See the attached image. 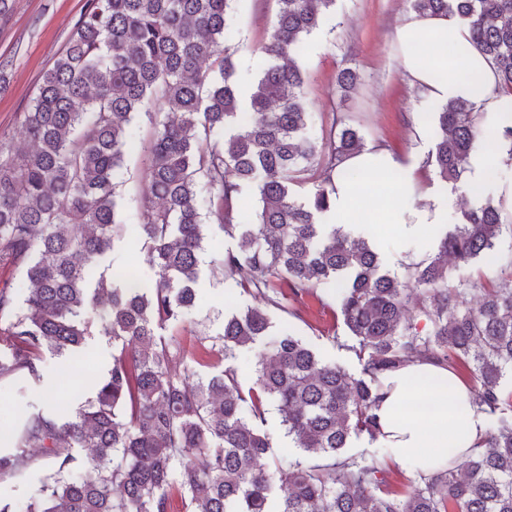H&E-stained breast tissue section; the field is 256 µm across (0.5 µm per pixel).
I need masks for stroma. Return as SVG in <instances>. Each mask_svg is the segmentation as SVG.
<instances>
[{
	"mask_svg": "<svg viewBox=\"0 0 512 512\" xmlns=\"http://www.w3.org/2000/svg\"><path fill=\"white\" fill-rule=\"evenodd\" d=\"M86 0H7V11L0 17V61L6 68L0 73V135H6L14 147H21L16 115L25 111L34 99L43 74L65 48ZM279 8L277 0H233L225 30V44L235 49V78L241 99H248L265 65L256 51L266 39L270 20ZM407 0H335L323 10L319 25L303 38L298 59L305 73L303 96L307 104L306 136L324 144L333 117L339 116L358 130L364 146H382L401 156H427L433 138L418 137L412 114L421 102L419 91L402 72L393 31L399 19L410 13ZM350 68L359 75V85L349 96L337 88L340 70ZM152 133L148 115H138L130 134L134 149L125 157L118 176L121 195L119 218L133 227L142 221L139 194L142 180L140 144ZM422 186L430 190L421 206L447 204L452 214L485 202L499 208L501 232L496 241L492 261L475 260L456 269L455 277L475 279L496 268L512 267V195L506 188L490 189L478 196L460 194L456 184L444 181L434 168L419 171ZM441 225L423 227L426 252H418L413 244L403 243L392 232L373 238L383 272L401 278L407 265L422 260L424 253H435ZM238 248L237 238L207 226L200 254L195 284L197 302L188 320L189 328L199 336L215 337L223 332L224 316L233 310L255 306V299L244 293L235 279L225 277L221 261L225 252ZM134 269L143 279L155 276L145 250L133 249L125 240L115 242L100 261L99 271ZM289 312L270 310L275 326L285 327L301 338L327 363L343 366L351 374H359L361 362L355 355L354 340L340 315L336 288L327 285L317 294L289 304ZM111 343L93 337L88 343L87 363L63 367L60 359L46 356L43 381L33 391L21 392L19 383H0V433L11 431L19 422L25 403L41 402L53 395L68 412H75L90 396L93 385L112 362ZM271 443V465L288 466L301 459L281 423L275 403H267L261 425ZM348 452L367 462H382L386 469V486L401 492L418 477L407 461L393 460L389 448L380 440L361 436L352 439Z\"/></svg>",
	"mask_w": 512,
	"mask_h": 512,
	"instance_id": "1",
	"label": "stroma"
}]
</instances>
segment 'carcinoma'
I'll list each match as a JSON object with an SVG mask.
<instances>
[{
  "instance_id": "carcinoma-1",
  "label": "carcinoma",
  "mask_w": 512,
  "mask_h": 512,
  "mask_svg": "<svg viewBox=\"0 0 512 512\" xmlns=\"http://www.w3.org/2000/svg\"><path fill=\"white\" fill-rule=\"evenodd\" d=\"M233 0H90L65 49L43 74L33 104L18 113L27 143L0 137V263L13 267L25 293L0 289V381L38 384L45 355L80 360L89 338L112 340V366L70 416L38 404L24 409L0 452V482L47 470L27 512H512V269L453 282L448 259L467 264L490 255L500 214L487 203L439 239L437 253L407 266V280L380 272L377 253L340 224L320 223L335 191L336 162L362 149L358 132L333 119L318 146L304 137V76L295 57L302 36L335 0H278L259 51L267 66L242 105L236 51L224 45ZM419 14L457 16L471 26L503 89L512 92V0H408ZM220 79L208 80L210 65ZM345 68V94L358 84ZM153 131L141 194L142 223L122 224L116 176L130 148L128 127L151 101ZM259 114L251 121L245 113ZM434 148L425 165L458 181L481 136L471 107L450 102L432 113ZM224 132V140L213 138ZM320 183L306 203L294 187L307 171ZM255 188L253 216L240 210ZM239 249L224 253V272L258 305L224 317L210 351L224 358L217 375L190 381L174 364L195 356L179 334L196 294L204 227L199 201ZM147 249L156 277H94L115 241ZM334 283L356 354L358 376L322 362L284 329L272 333L268 309ZM422 290L420 332L407 317L409 287ZM480 296L469 307L465 296ZM267 350L255 387L243 392L232 363L259 339ZM415 361L452 371L470 365L474 407L497 417L467 457L419 476L403 493L385 488V469L345 455L352 437L381 435L375 410L387 376ZM277 404L295 447L314 463L272 470L257 422ZM88 471L74 476L75 449Z\"/></svg>"
}]
</instances>
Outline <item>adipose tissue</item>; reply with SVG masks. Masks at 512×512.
Returning a JSON list of instances; mask_svg holds the SVG:
<instances>
[{"mask_svg":"<svg viewBox=\"0 0 512 512\" xmlns=\"http://www.w3.org/2000/svg\"><path fill=\"white\" fill-rule=\"evenodd\" d=\"M404 75L422 97L416 110L418 132L428 136L429 119L451 100L471 104L483 136L467 161L472 169L465 194L487 189L500 168L512 161V144L496 140L497 130L512 126V93L504 91L491 63L474 45L467 24L452 16L416 12L404 16L394 30ZM421 161L407 162L383 147H368L340 163L332 175L336 185L328 211L353 238L367 235L371 224H395L400 236L416 225L447 219L443 206L420 209L413 192ZM388 394L376 411L381 439L398 461H411L433 472L440 462L461 459L484 433L487 416L469 403V389L446 368L420 361L390 374ZM423 401L422 410L410 407Z\"/></svg>","mask_w":512,"mask_h":512,"instance_id":"adipose-tissue-1","label":"adipose tissue"}]
</instances>
